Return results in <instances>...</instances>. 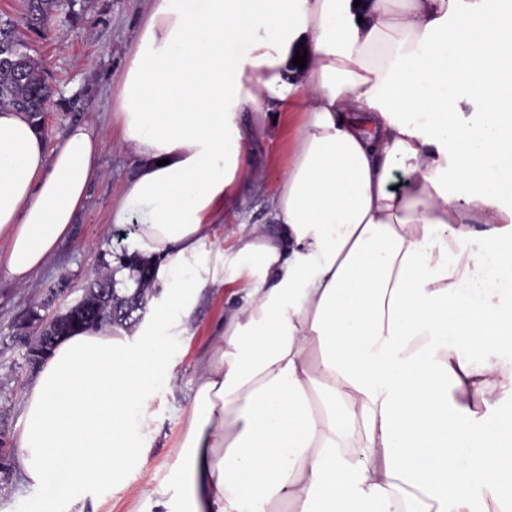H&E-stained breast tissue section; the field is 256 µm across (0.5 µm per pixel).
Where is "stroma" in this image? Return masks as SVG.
Instances as JSON below:
<instances>
[{
    "instance_id": "obj_1",
    "label": "stroma",
    "mask_w": 512,
    "mask_h": 512,
    "mask_svg": "<svg viewBox=\"0 0 512 512\" xmlns=\"http://www.w3.org/2000/svg\"><path fill=\"white\" fill-rule=\"evenodd\" d=\"M147 5L148 0H89L83 16L62 23L58 35L46 39L32 33L27 36L57 89L42 132L47 147L56 146L70 125L94 123L101 135L104 174L92 186L71 239L61 244L32 283L19 286L0 276V441L9 448L22 428L23 392L36 376L26 364V347L15 334V323L51 291H58L60 304L75 303L103 260L135 251L133 225L109 223L112 204L120 197L133 163L131 152L112 128V90ZM74 98L80 99L81 111H68V102ZM299 120V113L279 112L274 122L258 133L253 154L256 174L240 187L241 221L265 226L272 235L278 227L267 219L268 200L288 164ZM225 303L224 289H204L191 315L194 335L169 338L176 380L151 396L150 450L142 467L96 492V512H145L150 491L147 475L166 469L173 460L172 450L180 439L177 415L192 404L193 379L209 351L211 333L224 317Z\"/></svg>"
}]
</instances>
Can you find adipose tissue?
I'll return each mask as SVG.
<instances>
[{
    "label": "adipose tissue",
    "mask_w": 512,
    "mask_h": 512,
    "mask_svg": "<svg viewBox=\"0 0 512 512\" xmlns=\"http://www.w3.org/2000/svg\"><path fill=\"white\" fill-rule=\"evenodd\" d=\"M305 47V68L292 62ZM300 107L269 199L234 234L240 303L193 381L150 512H512V0H150L112 112L162 300L61 337L22 397L24 512L143 464L253 173L252 112ZM255 124V125H256ZM100 135L47 148L0 110V274L29 284L102 175Z\"/></svg>",
    "instance_id": "obj_1"
}]
</instances>
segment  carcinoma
<instances>
[{
    "mask_svg": "<svg viewBox=\"0 0 512 512\" xmlns=\"http://www.w3.org/2000/svg\"><path fill=\"white\" fill-rule=\"evenodd\" d=\"M28 28L46 38L56 34L60 23L72 21L85 9V0H27L25 2ZM17 38L14 25L0 19V109L23 112L42 127L41 114L48 109L55 90L37 57L22 54L18 61L7 58V52ZM111 266L86 289L79 311L56 322L58 328L70 333L74 328L90 323L122 324L128 318L112 315V293L115 282Z\"/></svg>",
    "mask_w": 512,
    "mask_h": 512,
    "instance_id": "carcinoma-1",
    "label": "carcinoma"
}]
</instances>
